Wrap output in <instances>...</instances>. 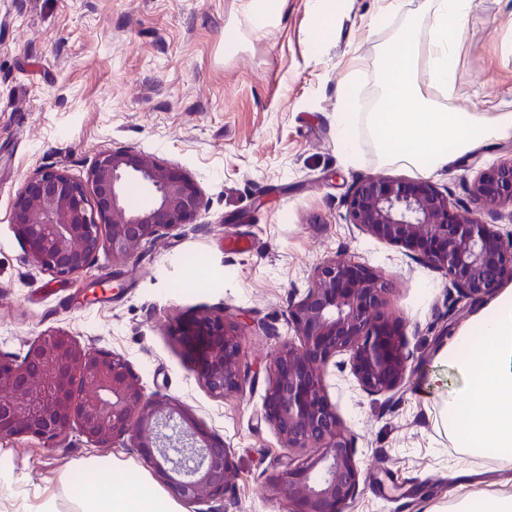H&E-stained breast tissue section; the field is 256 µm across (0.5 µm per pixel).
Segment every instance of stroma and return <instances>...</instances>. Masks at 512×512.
Segmentation results:
<instances>
[{"instance_id": "obj_1", "label": "stroma", "mask_w": 512, "mask_h": 512, "mask_svg": "<svg viewBox=\"0 0 512 512\" xmlns=\"http://www.w3.org/2000/svg\"><path fill=\"white\" fill-rule=\"evenodd\" d=\"M453 58L454 99L472 112H512V0H475ZM379 0H338L333 33L318 40L308 0H282L268 32L226 49L224 27L242 0H0V354L25 355L41 334L124 357L146 392L182 402L222 438L235 460L223 499L184 512H282L268 477L287 455L263 418L267 381L213 396L196 378L170 325L228 307L244 313L243 361L266 371L288 336V311L318 262L355 257L393 291L384 309L411 358L407 392L385 400L357 389L343 356L327 368L330 400L354 436L361 467L345 512H432L448 500L454 450L426 393L435 372L433 333L456 309V292L402 249L348 224L346 200L364 175L419 179L383 163L365 113L382 91L381 49L426 0H403L379 26ZM359 81L344 87L349 63ZM358 119L354 155L342 151L336 112ZM128 152L180 168L203 198L199 223L163 231L137 259L107 253L70 280L33 266L11 224L14 202L36 169L87 179L99 155ZM512 160V139L481 148L428 181L456 208L471 206L479 169ZM13 493L0 512H35L59 493L58 476L87 457L112 460L134 486L153 475L131 441L89 445L77 431L54 452L34 437L0 441Z\"/></svg>"}]
</instances>
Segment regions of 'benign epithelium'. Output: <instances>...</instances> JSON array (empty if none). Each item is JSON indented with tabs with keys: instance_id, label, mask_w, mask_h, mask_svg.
<instances>
[{
	"instance_id": "7a95c632",
	"label": "benign epithelium",
	"mask_w": 512,
	"mask_h": 512,
	"mask_svg": "<svg viewBox=\"0 0 512 512\" xmlns=\"http://www.w3.org/2000/svg\"><path fill=\"white\" fill-rule=\"evenodd\" d=\"M131 176L152 189L150 208L124 205ZM472 195L481 209L511 222L512 161L480 170ZM202 210L198 188L181 171L148 155L112 152L98 157L85 182L56 167L36 170L19 192L11 223L33 265L66 279L89 269L102 251L136 257L160 232L196 223ZM347 218L361 234L402 247L440 273L468 306L512 279V231L462 214L427 180L366 176L351 189ZM388 293L371 267L335 256L315 268L289 309L292 334L269 371L264 416L286 447H310L314 455L286 457L270 478L287 512H344L359 489L353 435L327 392L328 363L347 355L369 396L407 390L405 344L380 317ZM241 326L225 308L178 324L199 381L222 397L243 393L247 381ZM0 391L8 394L0 400V441L31 436L51 450L73 429L97 448L126 437L189 504L224 497L234 474L229 446L199 427L177 399L146 393L127 360L66 332L38 336L20 360L0 356Z\"/></svg>"
}]
</instances>
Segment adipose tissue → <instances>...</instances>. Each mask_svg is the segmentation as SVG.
<instances>
[{"mask_svg":"<svg viewBox=\"0 0 512 512\" xmlns=\"http://www.w3.org/2000/svg\"><path fill=\"white\" fill-rule=\"evenodd\" d=\"M282 0H244L243 20L225 27V44L240 43L246 30H268ZM474 0H429L426 11L409 17L383 53V94L369 113L370 134L381 159L426 173L473 151L512 139L511 112L443 109L425 97L415 76L419 43H426L433 82L455 94L458 75L451 63L470 19ZM436 361L460 379L448 388L439 376L425 387L442 400L440 424L459 458L450 477L462 487L447 512H512V491L466 493L498 462V475L512 472V281L477 308L469 322L442 342ZM120 474L111 460L91 457L59 476L60 493L45 497L37 512H180L178 503L149 478L124 491L111 489Z\"/></svg>","mask_w":512,"mask_h":512,"instance_id":"1","label":"adipose tissue"}]
</instances>
